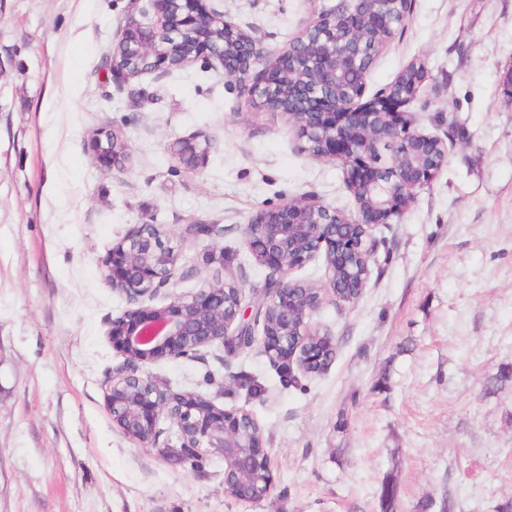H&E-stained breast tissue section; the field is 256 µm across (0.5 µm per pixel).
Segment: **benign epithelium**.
I'll list each match as a JSON object with an SVG mask.
<instances>
[{
  "label": "benign epithelium",
  "mask_w": 512,
  "mask_h": 512,
  "mask_svg": "<svg viewBox=\"0 0 512 512\" xmlns=\"http://www.w3.org/2000/svg\"><path fill=\"white\" fill-rule=\"evenodd\" d=\"M158 24L128 19L112 51V75L125 80L156 69L182 67L203 57L218 61L248 102L288 117L313 156L339 160L353 196L350 213L332 210L311 197L260 210L245 227L254 261L267 271L263 299L246 314L243 287L219 279L168 304L146 303L166 287L180 251L162 224L145 222L112 245L102 261L105 279L129 307L109 322L107 336L123 357L106 390L112 422L129 440L146 445L161 421L176 430V443L160 449L168 458H224V480L233 498L250 502L268 494L273 481L264 438L253 433L244 410H226L194 392H175L143 373L149 364L192 355L215 344L233 353L255 344L281 369L297 364L305 374L327 368L333 339L310 325L326 300L350 304L336 291V271L364 288L378 224L401 218L417 191L428 187L447 161V143L421 132L416 113L405 106L417 97L422 63L411 62L385 91L365 98L366 80L377 57L403 28L411 0H329L298 37L274 53L204 0H150ZM220 21L224 42L207 38ZM261 70H256V67ZM212 140L197 134L170 146L177 165L196 172L208 160ZM96 161L110 167L126 144L103 131L89 144ZM323 256L327 282L315 288L290 273Z\"/></svg>",
  "instance_id": "obj_1"
}]
</instances>
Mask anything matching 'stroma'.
I'll list each match as a JSON object with an SVG mask.
<instances>
[{
    "mask_svg": "<svg viewBox=\"0 0 512 512\" xmlns=\"http://www.w3.org/2000/svg\"><path fill=\"white\" fill-rule=\"evenodd\" d=\"M274 52L312 18L310 0H209ZM147 0H0V512H512V0H412L366 92L422 61L411 110L453 135L445 167L404 215L378 225L360 298L324 302L310 324L335 344L329 368L283 381L259 348L220 346L147 369L175 391L249 410L275 485L243 502L223 459L201 466L125 438L105 394L123 358L106 332L128 306L102 260L137 224L180 246L168 304L222 278L263 297L244 244L260 209L306 195L351 212L339 161L300 151L293 126L259 111L215 61L126 80L105 59ZM120 132L129 158L88 148ZM215 145L194 173L169 146ZM215 224L218 236L187 235ZM263 388L249 396L246 382ZM96 161L102 167H112L124 156L126 144L114 132L102 131L89 144Z\"/></svg>",
    "mask_w": 512,
    "mask_h": 512,
    "instance_id": "stroma-1",
    "label": "stroma"
}]
</instances>
